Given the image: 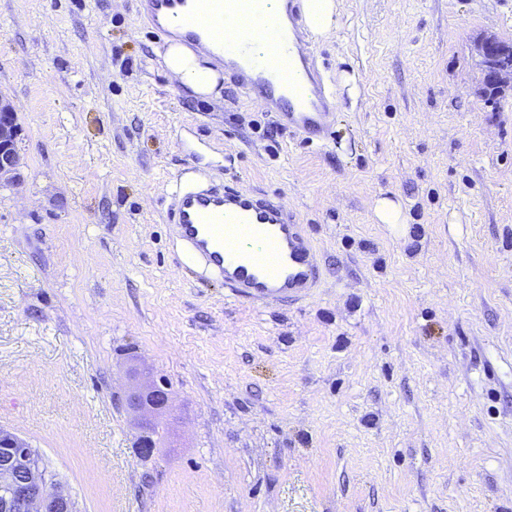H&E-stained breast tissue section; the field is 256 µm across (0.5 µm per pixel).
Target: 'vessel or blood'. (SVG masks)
<instances>
[{
  "label": "vessel or blood",
  "mask_w": 512,
  "mask_h": 512,
  "mask_svg": "<svg viewBox=\"0 0 512 512\" xmlns=\"http://www.w3.org/2000/svg\"><path fill=\"white\" fill-rule=\"evenodd\" d=\"M137 0L160 34L208 54L243 98H259L277 123L306 140L328 136L336 96L317 67L316 46L298 34L301 0ZM245 27L222 35L224 18ZM167 222L182 259L202 280L252 303L295 304L322 283L324 271L306 225L277 198L244 188L218 189L194 168L176 178Z\"/></svg>",
  "instance_id": "vessel-or-blood-1"
}]
</instances>
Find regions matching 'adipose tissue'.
<instances>
[{"label": "adipose tissue", "mask_w": 512, "mask_h": 512, "mask_svg": "<svg viewBox=\"0 0 512 512\" xmlns=\"http://www.w3.org/2000/svg\"><path fill=\"white\" fill-rule=\"evenodd\" d=\"M163 65L167 75L194 96H212L222 86L221 70L185 44L170 42L163 55Z\"/></svg>", "instance_id": "adipose-tissue-1"}]
</instances>
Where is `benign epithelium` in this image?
Returning a JSON list of instances; mask_svg holds the SVG:
<instances>
[{
  "label": "benign epithelium",
  "instance_id": "benign-epithelium-1",
  "mask_svg": "<svg viewBox=\"0 0 512 512\" xmlns=\"http://www.w3.org/2000/svg\"><path fill=\"white\" fill-rule=\"evenodd\" d=\"M482 69V87L497 92L512 84V44L494 35H484L475 44ZM19 135L14 104L0 95V183L21 184V157L16 148ZM168 393L154 387L145 395H132L126 405L132 410H159ZM0 485L10 489L0 499V512H79L76 501L58 483L42 474L37 452L24 439L0 430Z\"/></svg>",
  "mask_w": 512,
  "mask_h": 512
}]
</instances>
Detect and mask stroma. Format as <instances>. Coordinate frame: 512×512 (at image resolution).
<instances>
[{
  "instance_id": "stroma-1",
  "label": "stroma",
  "mask_w": 512,
  "mask_h": 512,
  "mask_svg": "<svg viewBox=\"0 0 512 512\" xmlns=\"http://www.w3.org/2000/svg\"><path fill=\"white\" fill-rule=\"evenodd\" d=\"M335 2L316 145L171 81L133 0H0L24 163L0 186V428L80 512H512V87L483 94L475 50L512 43V0ZM187 163L309 225L312 299L181 264ZM161 384L165 413L127 409ZM374 212L377 220L381 224H401L404 223L400 206L387 198L376 200Z\"/></svg>"
}]
</instances>
